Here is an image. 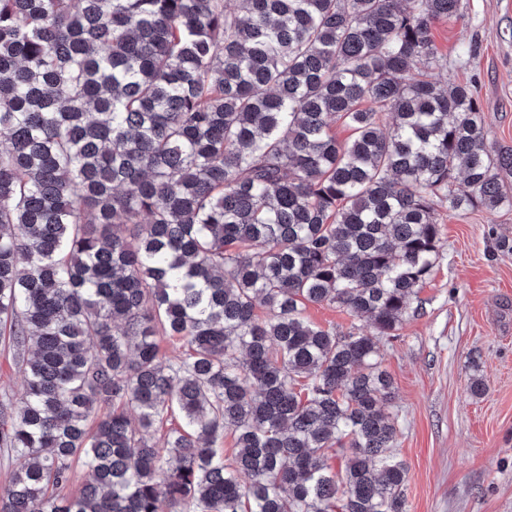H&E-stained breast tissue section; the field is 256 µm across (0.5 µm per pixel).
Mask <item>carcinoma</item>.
Returning a JSON list of instances; mask_svg holds the SVG:
<instances>
[{
    "instance_id": "1",
    "label": "carcinoma",
    "mask_w": 512,
    "mask_h": 512,
    "mask_svg": "<svg viewBox=\"0 0 512 512\" xmlns=\"http://www.w3.org/2000/svg\"><path fill=\"white\" fill-rule=\"evenodd\" d=\"M237 2L0 0V512H406L376 337L512 149L411 71L459 0ZM307 315L314 323L325 328L335 329L337 333L341 334H346L349 331L357 334H369L372 331L365 321L353 320L345 312L332 305H309ZM8 336H0V393L18 397L24 387V377L12 359Z\"/></svg>"
}]
</instances>
